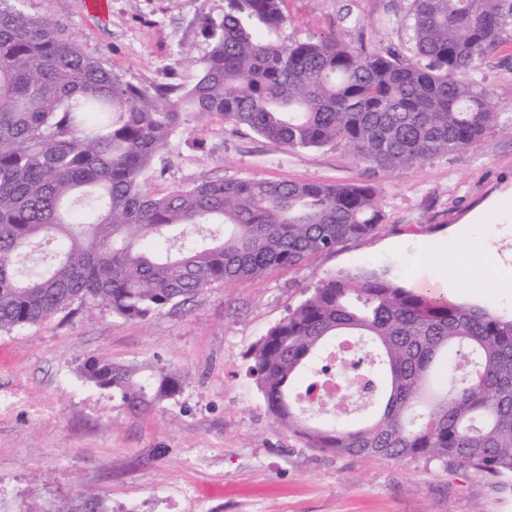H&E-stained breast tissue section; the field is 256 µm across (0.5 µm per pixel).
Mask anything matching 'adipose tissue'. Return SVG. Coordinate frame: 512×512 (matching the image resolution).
Masks as SVG:
<instances>
[{
  "label": "adipose tissue",
  "mask_w": 512,
  "mask_h": 512,
  "mask_svg": "<svg viewBox=\"0 0 512 512\" xmlns=\"http://www.w3.org/2000/svg\"><path fill=\"white\" fill-rule=\"evenodd\" d=\"M492 230L488 224H470L456 237L459 250L475 256L476 261L468 267L458 269L451 265V254L447 247L435 243L423 244L421 253L430 274L426 287L445 298L452 297L458 284L477 285L485 279L502 281L512 279V266L503 267L495 256L494 249L488 243Z\"/></svg>",
  "instance_id": "adipose-tissue-1"
}]
</instances>
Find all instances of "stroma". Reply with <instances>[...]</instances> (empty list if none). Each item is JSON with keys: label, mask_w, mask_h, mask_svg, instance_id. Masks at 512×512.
<instances>
[{"label": "stroma", "mask_w": 512, "mask_h": 512, "mask_svg": "<svg viewBox=\"0 0 512 512\" xmlns=\"http://www.w3.org/2000/svg\"><path fill=\"white\" fill-rule=\"evenodd\" d=\"M225 0H111L106 18L83 0H27L66 39L103 58L124 81L173 76L193 83L207 45L200 19ZM412 0H284L276 37L290 44L342 35L357 46L411 55L398 26ZM494 89L497 125L473 149L389 174L373 173L341 144L290 151L215 115L188 126L156 194L209 179L329 183L371 179L385 220L378 232L295 268L211 288L148 320L105 308L0 333V500L44 512L88 491L109 512H512V478L420 459L339 455L309 447L271 416L248 354L289 309L334 274L377 271L416 289V244L449 242L466 217L512 196V33L479 67ZM457 302L512 315V283L459 288ZM89 358L182 377L178 396L130 414L120 397L80 378Z\"/></svg>", "instance_id": "35a3bbf8"}]
</instances>
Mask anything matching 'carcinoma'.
<instances>
[{"label": "carcinoma", "instance_id": "obj_1", "mask_svg": "<svg viewBox=\"0 0 512 512\" xmlns=\"http://www.w3.org/2000/svg\"><path fill=\"white\" fill-rule=\"evenodd\" d=\"M283 0H225L206 17L196 81L134 84L60 35L27 0H0V333L73 305L149 319L218 285L293 268L377 232V183L207 180L157 195L173 138L213 115L289 149L342 143L378 172L469 150L497 124L472 78L512 30V0H413V58L313 36L273 38ZM340 336L368 377L367 422L306 424L296 391ZM269 411L313 448L423 458L512 476V318L418 294L383 273L336 274L251 351ZM325 366L316 370L323 371ZM80 377L132 412L177 395L180 376L87 360ZM49 512H107L81 492Z\"/></svg>", "mask_w": 512, "mask_h": 512}]
</instances>
